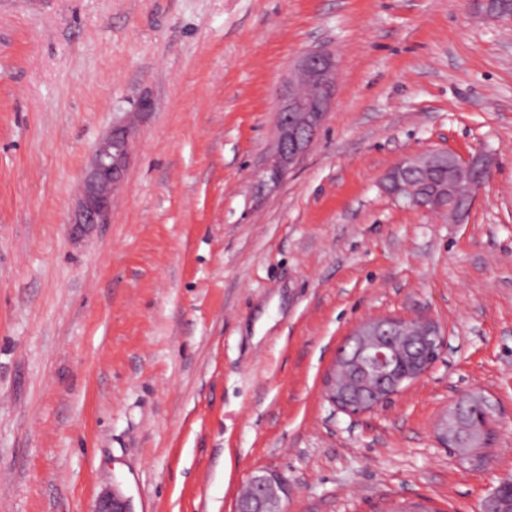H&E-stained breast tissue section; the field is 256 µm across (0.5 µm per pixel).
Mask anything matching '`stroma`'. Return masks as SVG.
Returning a JSON list of instances; mask_svg holds the SVG:
<instances>
[{
	"label": "stroma",
	"mask_w": 512,
	"mask_h": 512,
	"mask_svg": "<svg viewBox=\"0 0 512 512\" xmlns=\"http://www.w3.org/2000/svg\"><path fill=\"white\" fill-rule=\"evenodd\" d=\"M333 107L274 188L261 169L305 50ZM139 113L109 223L69 218L96 143ZM495 164L463 223L394 201L402 159ZM446 344L388 404L325 395L360 322ZM495 406L482 462L436 437ZM484 512L512 480V25L471 0H0V512ZM252 494L245 497L236 512H283L282 502L286 488L274 473L263 472L252 476L249 481ZM92 512H132L130 500L117 488L103 491L96 499Z\"/></svg>",
	"instance_id": "obj_1"
}]
</instances>
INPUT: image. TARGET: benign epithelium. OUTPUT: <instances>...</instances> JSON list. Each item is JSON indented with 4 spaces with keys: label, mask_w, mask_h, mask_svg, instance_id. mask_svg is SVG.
<instances>
[{
    "label": "benign epithelium",
    "mask_w": 512,
    "mask_h": 512,
    "mask_svg": "<svg viewBox=\"0 0 512 512\" xmlns=\"http://www.w3.org/2000/svg\"><path fill=\"white\" fill-rule=\"evenodd\" d=\"M336 92V58L321 49H309L298 60L294 80L277 107L278 137L274 153L263 169L262 182L278 185L288 170L308 149L330 111ZM136 129L129 119L112 129L95 145L85 169L81 201L70 223L78 230L87 224H107L112 196L124 179L129 147ZM449 152H429L405 159L388 171L383 189L393 199L426 211H448L454 222L464 220L469 208L452 210L444 194L420 196L414 193L409 174L423 177L448 163ZM472 171L465 197L470 205L492 174V159L482 153L465 160ZM443 346V334L432 319L382 317L360 323L351 333L326 379L330 402L349 415H360L382 405L425 375L436 362ZM457 404L449 421L440 427L441 442L448 448L457 439L460 422ZM252 494L238 503L237 512H283L286 488L274 473L263 472L249 481ZM92 512H132L130 500L117 488L103 491Z\"/></svg>",
    "instance_id": "obj_1"
}]
</instances>
